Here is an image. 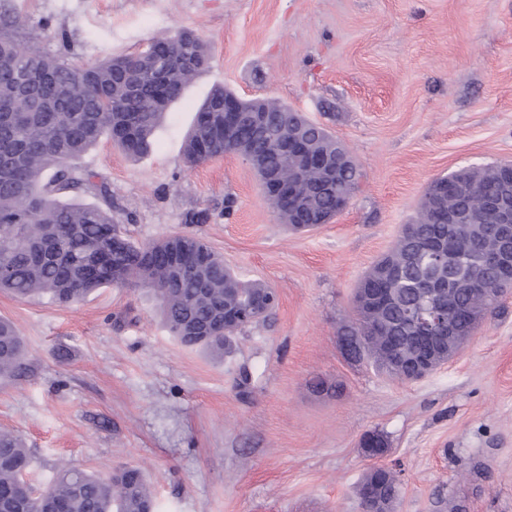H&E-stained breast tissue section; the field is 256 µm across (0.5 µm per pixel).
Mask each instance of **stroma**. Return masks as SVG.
Here are the masks:
<instances>
[{"instance_id":"stroma-1","label":"stroma","mask_w":512,"mask_h":512,"mask_svg":"<svg viewBox=\"0 0 512 512\" xmlns=\"http://www.w3.org/2000/svg\"><path fill=\"white\" fill-rule=\"evenodd\" d=\"M27 47L79 64L183 28L208 70L171 103L146 157L101 141L80 161L141 245L201 238L275 314L217 356L181 345L150 288L72 307L0 291L29 372L0 381V430L31 452L38 488L67 463L128 465L157 512H363L366 435L397 467L394 512H512V290L447 363L416 382L349 360L339 331L364 272L415 216L428 183L512 161V0H0ZM274 98L343 141L362 177L329 223L293 232L241 156L187 167L184 137L215 85ZM202 211L207 219L187 223ZM340 384L314 393V377Z\"/></svg>"}]
</instances>
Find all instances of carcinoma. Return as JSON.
Listing matches in <instances>:
<instances>
[{
	"label": "carcinoma",
	"instance_id": "carcinoma-1",
	"mask_svg": "<svg viewBox=\"0 0 512 512\" xmlns=\"http://www.w3.org/2000/svg\"><path fill=\"white\" fill-rule=\"evenodd\" d=\"M0 19V290L18 298L48 296L69 306L101 288L141 284L154 290L163 322L187 347L222 354L243 328L266 319L277 295L262 283H245L202 240L185 235V262L172 270L164 260L169 239L147 246L131 241L112 223V191L77 165L101 140L108 139L135 160L147 155L169 104L211 61L210 47L192 30L154 38L136 54L111 56L81 66L33 51L4 29ZM36 71L39 83L26 91L19 81ZM242 112H260V124H238L224 132V100ZM298 135L317 153L345 159L336 192L318 186L321 172L302 169L299 159L277 147L284 136ZM226 153L251 156L257 172L288 181L302 171L307 205L295 232L336 217L357 188L356 160L329 131L287 105L270 99L242 100L222 85L198 106L183 154L190 167ZM439 177L425 190L416 216L402 225L394 246L358 283L373 301L354 307L356 318L343 326L344 352L356 362L372 361L405 381L410 357L426 351L421 326L411 314L431 305L448 312L459 340H466L481 319L493 314L489 293L512 286V278L467 259L472 251H492L496 237L489 202L512 190V171L500 162ZM92 193L97 203L82 202ZM283 223L296 200L267 198ZM120 251L112 253V239ZM426 247L448 250L455 268L437 263ZM274 303L252 318L229 325L232 313L255 297ZM26 352L15 326L0 318V377L22 373ZM31 464L29 449L16 435L0 432V512H154V493L146 475L122 468L108 476L89 474L67 464L49 486L18 492ZM361 484L393 512L400 485L388 468L370 470Z\"/></svg>",
	"mask_w": 512,
	"mask_h": 512
}]
</instances>
